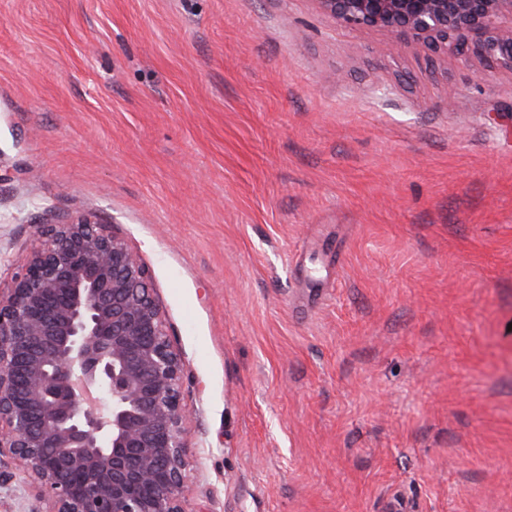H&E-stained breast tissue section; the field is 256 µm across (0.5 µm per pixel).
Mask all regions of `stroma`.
Listing matches in <instances>:
<instances>
[{
    "instance_id": "35a3bbf8",
    "label": "stroma",
    "mask_w": 512,
    "mask_h": 512,
    "mask_svg": "<svg viewBox=\"0 0 512 512\" xmlns=\"http://www.w3.org/2000/svg\"><path fill=\"white\" fill-rule=\"evenodd\" d=\"M480 69L315 0H0V281L83 211L140 257L186 512H512V72Z\"/></svg>"
}]
</instances>
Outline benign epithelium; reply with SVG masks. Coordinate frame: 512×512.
<instances>
[{"label": "benign epithelium", "instance_id": "7a95c632", "mask_svg": "<svg viewBox=\"0 0 512 512\" xmlns=\"http://www.w3.org/2000/svg\"><path fill=\"white\" fill-rule=\"evenodd\" d=\"M396 48L512 71V0H314ZM0 289V479L18 465L48 512H185L184 363L149 272L100 217L39 224Z\"/></svg>", "mask_w": 512, "mask_h": 512}]
</instances>
